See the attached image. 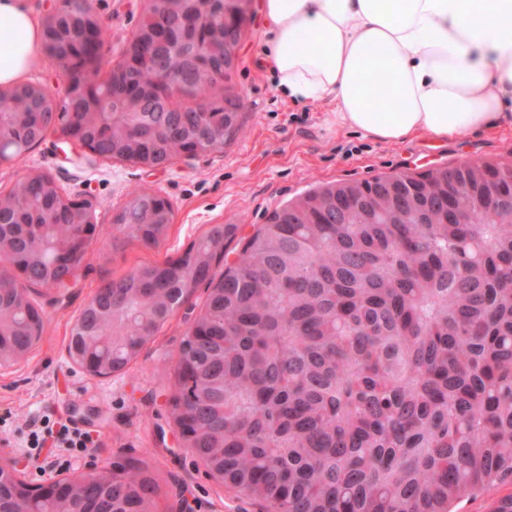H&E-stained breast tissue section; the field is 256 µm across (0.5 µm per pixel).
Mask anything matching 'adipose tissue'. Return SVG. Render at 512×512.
I'll use <instances>...</instances> for the list:
<instances>
[{"instance_id": "ef3b65f1", "label": "adipose tissue", "mask_w": 512, "mask_h": 512, "mask_svg": "<svg viewBox=\"0 0 512 512\" xmlns=\"http://www.w3.org/2000/svg\"><path fill=\"white\" fill-rule=\"evenodd\" d=\"M278 90L329 102L336 121L387 143L442 141L512 120V0H261ZM43 30L0 0V87L24 82Z\"/></svg>"}]
</instances>
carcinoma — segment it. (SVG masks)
I'll list each match as a JSON object with an SVG mask.
<instances>
[{
  "label": "carcinoma",
  "mask_w": 512,
  "mask_h": 512,
  "mask_svg": "<svg viewBox=\"0 0 512 512\" xmlns=\"http://www.w3.org/2000/svg\"><path fill=\"white\" fill-rule=\"evenodd\" d=\"M243 0H144L132 40L94 82L107 30L87 0L44 21L69 89L0 94V157L73 128L106 159L164 165L244 130L228 79ZM93 205L32 173L0 195L11 263L58 288L56 258ZM172 203L129 192L116 230L154 247ZM239 225L144 265L91 298L71 336L94 369H122L200 285L208 296L175 368L172 415L224 485L274 512H453L512 485V164L472 163L330 183L275 208L224 272ZM43 318L0 269V342L32 345ZM69 503L152 512L153 479L116 464Z\"/></svg>",
  "instance_id": "1"
}]
</instances>
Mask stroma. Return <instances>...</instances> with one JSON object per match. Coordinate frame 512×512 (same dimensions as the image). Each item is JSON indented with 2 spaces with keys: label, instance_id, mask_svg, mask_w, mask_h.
I'll return each instance as SVG.
<instances>
[{
  "label": "stroma",
  "instance_id": "1",
  "mask_svg": "<svg viewBox=\"0 0 512 512\" xmlns=\"http://www.w3.org/2000/svg\"><path fill=\"white\" fill-rule=\"evenodd\" d=\"M92 5L111 32L97 75L102 81L110 60L132 37L143 0H92ZM262 29L260 14H253L232 75L244 96L245 131L223 151L151 170L73 151L51 132L24 157L0 164V193H8L28 173L44 172L66 196L93 203L97 223L106 226L137 187L158 191L174 209L173 222L157 247L101 235L68 288L30 287L29 295L43 313L42 335L25 360L0 373V414L9 410L14 415L0 426V444L24 462L26 481L65 476L87 463H130L156 484L153 512H178L184 501L191 512H269L267 504L239 497L211 477L181 447L173 427V369L190 313L202 306L206 288H196L189 304L176 309L137 358L105 379L83 373L66 355L71 328L86 302L99 286L140 266L178 259L217 224L241 227L226 255L234 260L269 212L316 184L421 173L466 161L512 163L511 124L448 142L420 135L389 144L337 125L333 104L288 99L259 64ZM46 418L90 431L98 436V446L63 467L52 466L56 449L50 442L39 457H29L22 443L26 423ZM42 465L47 471L41 475L37 469Z\"/></svg>",
  "mask_w": 512,
  "mask_h": 512
}]
</instances>
